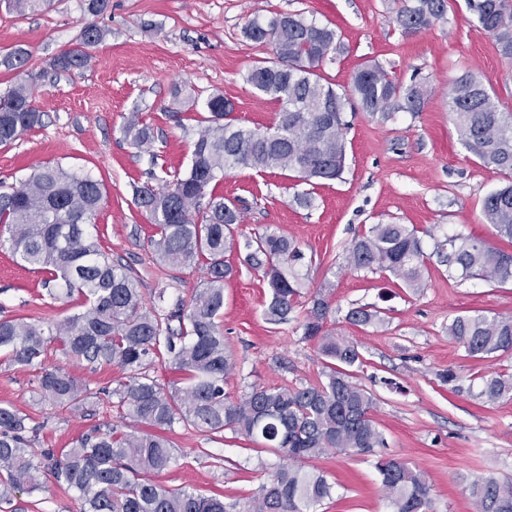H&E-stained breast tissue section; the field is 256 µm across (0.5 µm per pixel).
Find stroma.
Returning <instances> with one entry per match:
<instances>
[{
	"label": "stroma",
	"instance_id": "stroma-1",
	"mask_svg": "<svg viewBox=\"0 0 512 512\" xmlns=\"http://www.w3.org/2000/svg\"><path fill=\"white\" fill-rule=\"evenodd\" d=\"M99 16L83 0H52L50 7L17 12L0 2V93L19 83L34 90L43 126L0 146V181L15 184L43 163L91 175L105 187L95 234L106 256L131 267L146 303L189 299L203 284L198 268L173 269L156 262L149 245L154 228L134 196L137 186L164 172L186 171L196 137L195 121L176 125L172 108L205 109V96L218 92L235 105L247 128L277 123L280 106L244 80L268 48L247 40L252 20L301 13L336 30L340 46L320 74L338 93L349 90L354 72L382 66L403 83L425 80L431 94L422 111L396 112L382 120L348 103L344 117L346 164L339 179L300 184L289 174L229 171L217 192L244 211L239 238L268 230L295 240L305 254L299 268L301 297L287 322L265 319L269 296L260 272L243 255L226 256L234 272L224 283V339L234 370L224 385L231 398L247 386L301 387L320 380L325 358L318 340L303 336L309 302L331 285L326 328L358 347L362 363L354 382L375 398L374 420L385 437L381 454L423 472L433 486L432 512H473L468 495L483 476L512 478V399L480 398L484 379L512 374V356H470L448 334L455 316H512V284L461 279L436 252L447 236L460 234L502 241L482 213L484 197L503 182L498 170L481 164L461 143L448 112L452 80L476 70L495 93L501 111L512 113V60L469 12L465 0H449L446 22L404 35L393 19L400 0H111ZM104 33L89 47L88 68L57 72L54 57L75 47L87 23ZM25 49L26 66H4V56ZM199 92L193 105L174 103L176 86ZM140 113L154 131L151 151L124 136L130 113ZM309 192L310 206L296 203ZM376 224L415 227L428 255L422 287L409 288L390 273L347 268L351 241ZM380 310L372 326L345 319L351 308ZM76 299H50L40 273L18 265L0 246V318L42 317L58 321L77 312ZM69 370L90 386L112 389L123 374L116 367H91L49 351L42 367L19 368L0 358V404L28 414L38 428V448L61 449L93 429L120 420L108 404L82 410L41 404L42 369ZM453 371V381L441 375ZM176 460L160 476L171 487L220 493L231 504L254 495L283 466L282 457L261 450L232 431L207 436L175 425L167 433ZM376 457L331 451L304 461L335 484L332 499L317 512H389L375 469ZM40 490L24 494L29 512H79L73 493L47 473Z\"/></svg>",
	"mask_w": 512,
	"mask_h": 512
}]
</instances>
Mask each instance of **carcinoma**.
<instances>
[{"label":"carcinoma","instance_id":"1","mask_svg":"<svg viewBox=\"0 0 512 512\" xmlns=\"http://www.w3.org/2000/svg\"><path fill=\"white\" fill-rule=\"evenodd\" d=\"M468 9L494 39L500 53L512 59V0H466ZM448 0H402L395 23L412 35L446 19ZM244 36L271 48L245 80L281 105L277 124L246 128L235 124L234 104L221 94L209 96L205 113H197L198 130L186 174L155 186L136 187L137 206L156 227L150 247L156 259L175 269L202 267L203 287L189 301L176 300L167 310L144 302L139 280L130 267L110 261L89 227L103 200L102 184L89 175L45 163L16 184L0 182V235H7L20 265L45 274L54 299L83 300L84 310L57 322L34 318L0 319V352L17 367L42 364L51 344L79 363L116 366L124 380L109 392L111 408L136 427L110 428L79 437L69 448L36 456L30 450L37 428L12 406H0V508L18 512L16 494L38 489L36 473L49 472L76 494L80 512H227L224 496H202L172 488L158 476L175 460L165 432L184 423L204 433L226 429L259 442L292 462L247 498L242 512H310L333 495V484L316 471L298 465L329 450L372 453L384 446L373 418L374 399L351 380L350 368L362 364L357 345L324 331L331 311L330 289L321 288L306 313L303 336L320 341L327 358L323 379L288 388L252 386L236 400L224 392L234 364L224 344L220 318L224 281L232 266L225 253L236 246L243 211L209 190L224 173L237 168L257 172L288 171L303 183L341 176L345 162V96L319 74L337 50L336 31L307 21L298 13H276L253 21ZM103 32L83 28L79 44L61 53L53 66L83 69L85 48ZM431 88L415 79L404 84L378 65L354 73L350 95L361 109L387 119L395 111L419 112ZM448 112L465 149L483 165L498 170L503 184L483 199L487 223L508 248L451 235L448 267L463 278L512 284V113L503 112L491 88L470 70L455 77ZM42 124L34 91L26 85L0 94V145L18 140ZM124 134L143 150L154 142L140 113L127 117ZM245 261L263 273L269 290L265 310L274 324L288 321L300 297L296 264L304 258L297 243L275 232L244 242ZM347 267L392 274L409 288L422 286L425 252L416 230L406 224H375L346 249ZM377 312L365 306L348 311L353 325H369ZM448 335L479 358L512 353V317L460 315L448 324ZM183 372L190 385L182 391L163 388L149 374L162 356ZM40 401L76 409L101 390L70 372L45 370L39 378ZM480 396L489 402L512 398V375L483 381ZM391 512H430L431 485L425 476L395 457L375 463ZM476 512H512V480L487 476L469 486Z\"/></svg>","mask_w":512,"mask_h":512}]
</instances>
